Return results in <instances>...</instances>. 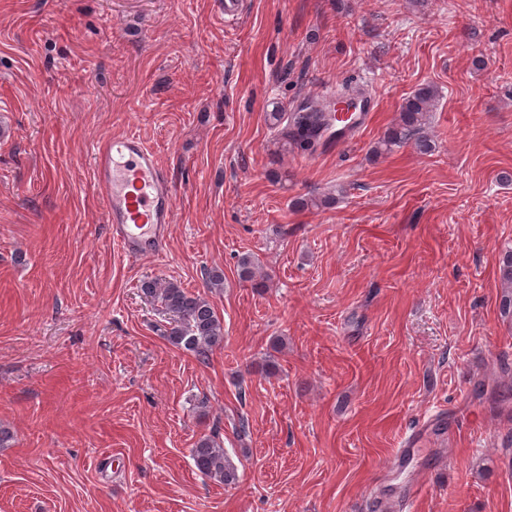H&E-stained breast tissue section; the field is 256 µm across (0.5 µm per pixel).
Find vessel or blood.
<instances>
[{"mask_svg":"<svg viewBox=\"0 0 512 512\" xmlns=\"http://www.w3.org/2000/svg\"><path fill=\"white\" fill-rule=\"evenodd\" d=\"M94 179L106 206L113 243L132 258L162 256L175 197L154 152L135 134L101 144L95 153ZM427 431L424 423L412 430L391 458V470L407 466Z\"/></svg>","mask_w":512,"mask_h":512,"instance_id":"obj_1","label":"vessel or blood"}]
</instances>
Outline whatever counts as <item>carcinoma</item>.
I'll use <instances>...</instances> for the list:
<instances>
[{
    "label": "carcinoma",
    "instance_id": "obj_1",
    "mask_svg": "<svg viewBox=\"0 0 512 512\" xmlns=\"http://www.w3.org/2000/svg\"><path fill=\"white\" fill-rule=\"evenodd\" d=\"M436 99L437 90L429 84L404 98L398 121L376 143L372 153H389L410 141L421 151L429 150L430 139L425 135L424 125ZM268 119L278 128V144L283 149L291 144L313 149L335 123V118L328 115L325 107L313 100L306 101L304 112L288 113L278 109L268 113ZM237 268L241 281L250 282L255 288L263 287V282L257 279L256 265L250 255L239 257ZM501 274L504 285L501 309L512 317V251L502 257ZM142 290L146 296L160 302L170 314V328L166 330L165 338L172 346L193 354L204 363L216 348L224 345V323L206 298L190 294L174 282L149 281L143 284ZM192 457L202 475L225 484L236 481L237 470L225 456L216 436L200 437Z\"/></svg>",
    "mask_w": 512,
    "mask_h": 512
}]
</instances>
